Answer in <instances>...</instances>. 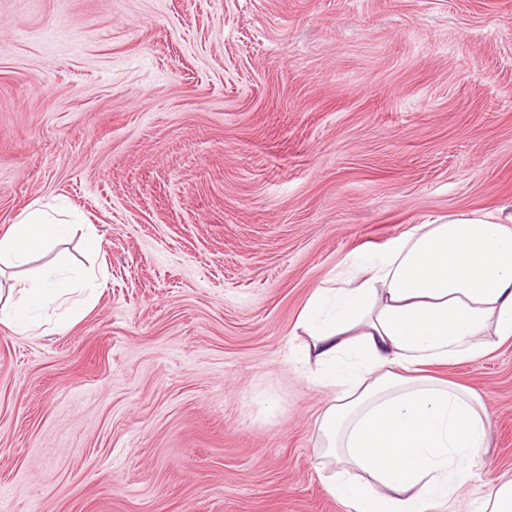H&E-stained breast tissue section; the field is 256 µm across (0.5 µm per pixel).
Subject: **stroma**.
<instances>
[{
    "label": "stroma",
    "mask_w": 512,
    "mask_h": 512,
    "mask_svg": "<svg viewBox=\"0 0 512 512\" xmlns=\"http://www.w3.org/2000/svg\"><path fill=\"white\" fill-rule=\"evenodd\" d=\"M512 203V0H0V233L93 225L94 270L0 325L7 512H350L312 463L298 316L356 255ZM430 374L512 475V338Z\"/></svg>",
    "instance_id": "35a3bbf8"
}]
</instances>
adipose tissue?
I'll return each mask as SVG.
<instances>
[{
    "mask_svg": "<svg viewBox=\"0 0 512 512\" xmlns=\"http://www.w3.org/2000/svg\"><path fill=\"white\" fill-rule=\"evenodd\" d=\"M72 231L32 207L0 234V265L22 268ZM93 271L56 262L10 284L0 324L93 286ZM298 327L321 384L335 391L318 420V464L333 463L331 495L353 512H428L457 500L486 446L487 412L470 390L423 375L486 354L512 336V209L453 213L419 224L383 252L353 260L319 289Z\"/></svg>",
    "mask_w": 512,
    "mask_h": 512,
    "instance_id": "1",
    "label": "adipose tissue"
}]
</instances>
